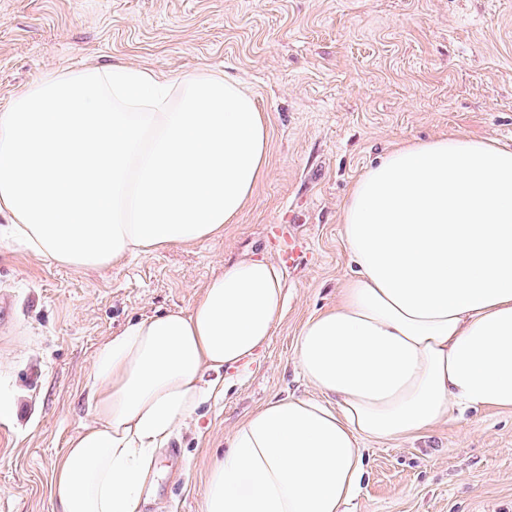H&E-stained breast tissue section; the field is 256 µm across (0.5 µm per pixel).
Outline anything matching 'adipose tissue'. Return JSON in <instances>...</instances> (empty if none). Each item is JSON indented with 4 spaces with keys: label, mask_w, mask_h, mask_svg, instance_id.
Wrapping results in <instances>:
<instances>
[{
    "label": "adipose tissue",
    "mask_w": 512,
    "mask_h": 512,
    "mask_svg": "<svg viewBox=\"0 0 512 512\" xmlns=\"http://www.w3.org/2000/svg\"><path fill=\"white\" fill-rule=\"evenodd\" d=\"M267 128L233 77L113 66L40 77L0 108V216L32 252L81 268L223 233L257 189ZM354 273L303 325L317 397L248 414L203 512H350L363 440L453 412L512 409V147L449 135L367 168L342 213ZM282 268L225 267L190 311L131 322L100 349L51 494L59 512H137L157 448L262 348ZM213 380H206V373Z\"/></svg>",
    "instance_id": "ef3b65f1"
}]
</instances>
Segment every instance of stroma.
<instances>
[{"mask_svg":"<svg viewBox=\"0 0 512 512\" xmlns=\"http://www.w3.org/2000/svg\"><path fill=\"white\" fill-rule=\"evenodd\" d=\"M122 64L224 72L255 97L267 166L223 235L101 269L57 264L0 236V505L57 512L50 486L92 421L88 376L129 321L189 310L225 266L283 264L285 311L223 395L157 449L139 512H202L226 438L273 399L314 397L295 356L348 271L342 208L405 141L448 134L512 146V0H0V106L48 73ZM352 512H512V410L452 414L425 435L362 443Z\"/></svg>","mask_w":512,"mask_h":512,"instance_id":"stroma-1","label":"stroma"}]
</instances>
